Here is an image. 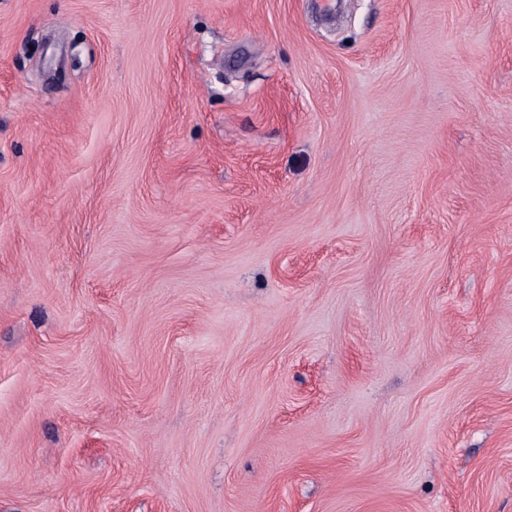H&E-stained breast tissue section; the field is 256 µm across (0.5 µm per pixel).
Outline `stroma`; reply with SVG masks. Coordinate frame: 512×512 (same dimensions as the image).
Instances as JSON below:
<instances>
[{"label": "stroma", "instance_id": "35a3bbf8", "mask_svg": "<svg viewBox=\"0 0 512 512\" xmlns=\"http://www.w3.org/2000/svg\"><path fill=\"white\" fill-rule=\"evenodd\" d=\"M0 0V512H512V0Z\"/></svg>", "mask_w": 512, "mask_h": 512}]
</instances>
